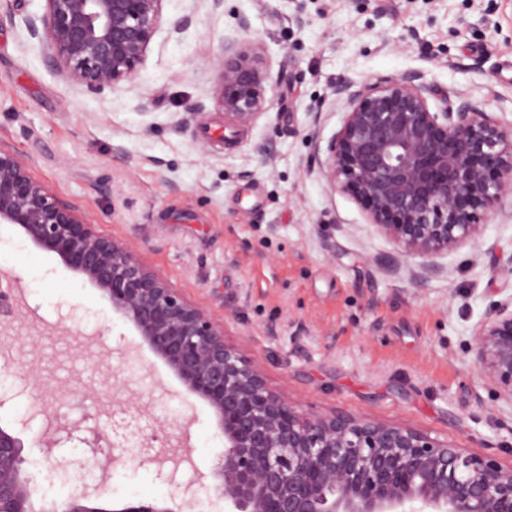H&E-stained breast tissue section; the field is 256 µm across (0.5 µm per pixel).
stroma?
I'll return each instance as SVG.
<instances>
[{"label": "stroma", "mask_w": 512, "mask_h": 512, "mask_svg": "<svg viewBox=\"0 0 512 512\" xmlns=\"http://www.w3.org/2000/svg\"><path fill=\"white\" fill-rule=\"evenodd\" d=\"M43 7L0 0V145L34 180L222 315L299 407L405 424L512 465V404L468 350L489 302L512 296V195L427 274L325 177L351 93L385 79L418 77L430 111L467 102L512 126V0H165L135 79L100 96L44 62L23 24ZM229 38L262 57L264 112L248 127L225 122L213 94ZM1 271L31 308L9 355L58 392L59 424L99 425L126 459L122 488L97 469H31L37 496L178 498L210 471L224 451L212 411L95 288L7 224ZM1 394L0 423L42 459L44 418L13 370L0 368ZM178 438L195 463L170 481L154 457Z\"/></svg>", "instance_id": "obj_1"}]
</instances>
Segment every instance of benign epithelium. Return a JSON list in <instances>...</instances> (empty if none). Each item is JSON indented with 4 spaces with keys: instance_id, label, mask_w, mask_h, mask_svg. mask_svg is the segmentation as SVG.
<instances>
[{
    "instance_id": "obj_1",
    "label": "benign epithelium",
    "mask_w": 512,
    "mask_h": 512,
    "mask_svg": "<svg viewBox=\"0 0 512 512\" xmlns=\"http://www.w3.org/2000/svg\"><path fill=\"white\" fill-rule=\"evenodd\" d=\"M24 18L44 61L69 83L101 94L135 77L161 23L165 0H44ZM260 58L238 39L224 41L215 96L238 126L262 115ZM415 78L370 84L329 145V183L350 191L402 252L436 270L435 256L476 238L487 212L512 192V128L469 104L432 112ZM0 224H13L38 249L99 292L129 321L150 352L187 392L208 404L224 435V456L211 473L230 512H512V466L467 453L402 424L343 413L301 410L270 389L241 347L225 338L224 320L170 286L128 244L101 235L77 208L31 179L26 161L0 147ZM13 301L0 289V328H12ZM469 351L497 400L512 403V297L492 301ZM17 375L31 387L34 369ZM60 426L37 447L47 465L108 469L113 444L100 432L81 439L85 456L52 458L72 437ZM24 442L0 425V512H185L187 496L131 500L108 509L87 491L37 498L23 468Z\"/></svg>"
}]
</instances>
